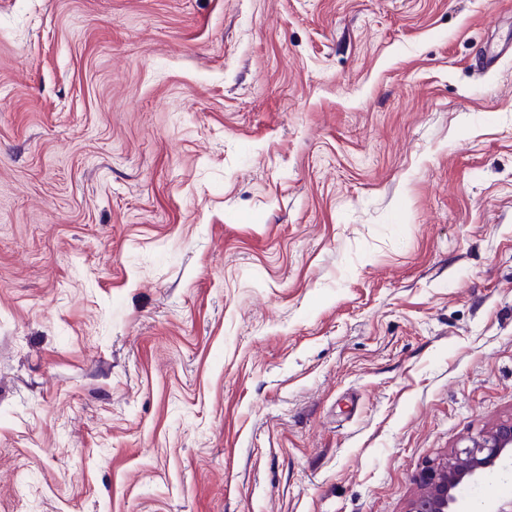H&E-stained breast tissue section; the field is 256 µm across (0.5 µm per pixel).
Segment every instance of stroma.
Returning a JSON list of instances; mask_svg holds the SVG:
<instances>
[{"instance_id": "stroma-1", "label": "stroma", "mask_w": 512, "mask_h": 512, "mask_svg": "<svg viewBox=\"0 0 512 512\" xmlns=\"http://www.w3.org/2000/svg\"><path fill=\"white\" fill-rule=\"evenodd\" d=\"M510 418L512 0H0V512H408Z\"/></svg>"}]
</instances>
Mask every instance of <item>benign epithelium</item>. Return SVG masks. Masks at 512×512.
Segmentation results:
<instances>
[{"instance_id":"benign-epithelium-1","label":"benign epithelium","mask_w":512,"mask_h":512,"mask_svg":"<svg viewBox=\"0 0 512 512\" xmlns=\"http://www.w3.org/2000/svg\"><path fill=\"white\" fill-rule=\"evenodd\" d=\"M512 465V420L491 431L468 438L419 477L420 491L409 512H467L465 488L488 482Z\"/></svg>"}]
</instances>
